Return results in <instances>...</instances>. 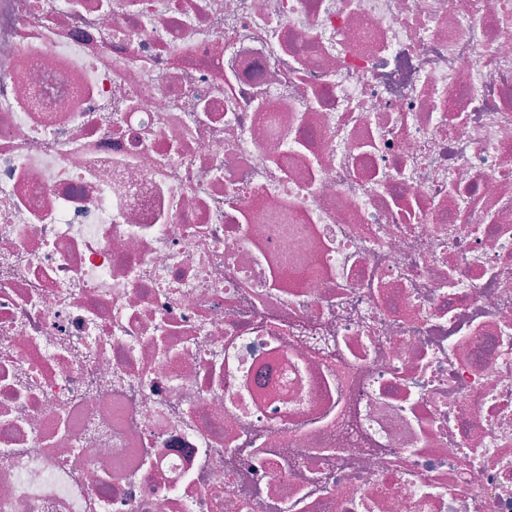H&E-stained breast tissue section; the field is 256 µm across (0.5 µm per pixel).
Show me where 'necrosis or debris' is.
<instances>
[{
	"mask_svg": "<svg viewBox=\"0 0 512 512\" xmlns=\"http://www.w3.org/2000/svg\"><path fill=\"white\" fill-rule=\"evenodd\" d=\"M512 512V0H0V512Z\"/></svg>",
	"mask_w": 512,
	"mask_h": 512,
	"instance_id": "obj_1",
	"label": "necrosis or debris"
}]
</instances>
